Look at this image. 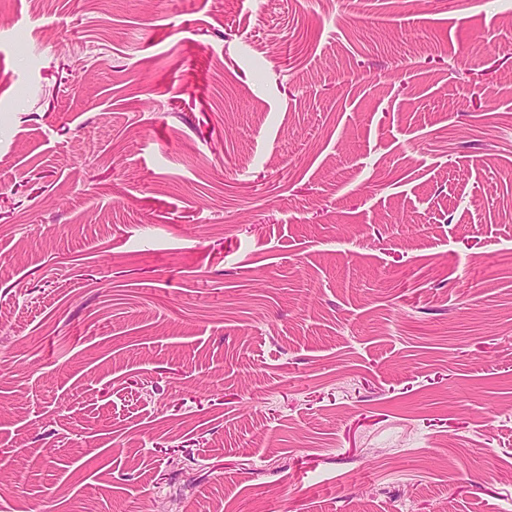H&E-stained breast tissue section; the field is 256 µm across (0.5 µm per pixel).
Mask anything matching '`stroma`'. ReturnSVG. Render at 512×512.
<instances>
[{"label": "stroma", "instance_id": "stroma-1", "mask_svg": "<svg viewBox=\"0 0 512 512\" xmlns=\"http://www.w3.org/2000/svg\"><path fill=\"white\" fill-rule=\"evenodd\" d=\"M512 512V0H0V512Z\"/></svg>", "mask_w": 512, "mask_h": 512}]
</instances>
